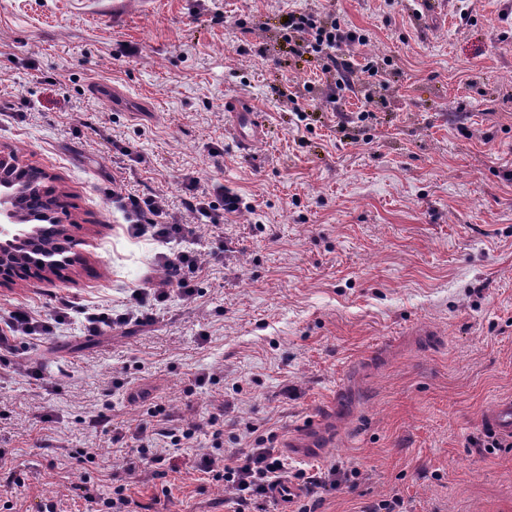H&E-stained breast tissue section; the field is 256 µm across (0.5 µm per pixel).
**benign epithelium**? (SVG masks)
Here are the masks:
<instances>
[{"instance_id":"obj_1","label":"benign epithelium","mask_w":512,"mask_h":512,"mask_svg":"<svg viewBox=\"0 0 512 512\" xmlns=\"http://www.w3.org/2000/svg\"><path fill=\"white\" fill-rule=\"evenodd\" d=\"M0 185L8 187V190L0 192V284L12 278V268L22 250L45 272L46 281L62 278L66 257L56 238L67 240L69 236L65 225L55 217L59 210L65 208V203L55 193L50 176L21 164L14 152L0 150ZM31 192L41 197L48 207V216L55 223L47 241L35 239L21 224L18 198Z\"/></svg>"}]
</instances>
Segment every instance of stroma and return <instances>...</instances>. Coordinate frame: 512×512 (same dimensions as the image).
<instances>
[{
	"instance_id": "1",
	"label": "stroma",
	"mask_w": 512,
	"mask_h": 512,
	"mask_svg": "<svg viewBox=\"0 0 512 512\" xmlns=\"http://www.w3.org/2000/svg\"><path fill=\"white\" fill-rule=\"evenodd\" d=\"M110 2L0 0V103L15 106L0 148L56 176L85 259L67 282L16 276L0 307L45 314L67 295L109 309L159 281L156 244L128 233L113 194L173 203L191 173L215 208L218 185L249 208L199 226L200 294L153 326L88 337L73 320L20 339L0 376L19 512L65 492L42 439L123 466L83 428L93 412L144 419L143 402L113 394L117 376L186 423L234 402L278 449L326 411L328 447L290 460L347 472L318 512H367L395 494L404 512H512V450L478 446L484 407L512 398V0H434L432 17L420 0H130L118 16ZM293 10L365 36L352 62L373 60L377 78L344 90L326 58L286 53ZM230 99L261 114L260 140L238 142ZM222 238L233 260L210 254ZM194 457L182 454L171 500L134 486L149 512H224Z\"/></svg>"
}]
</instances>
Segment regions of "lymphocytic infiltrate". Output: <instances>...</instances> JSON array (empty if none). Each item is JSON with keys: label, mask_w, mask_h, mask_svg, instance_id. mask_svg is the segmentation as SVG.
Masks as SVG:
<instances>
[{"label": "lymphocytic infiltrate", "mask_w": 512, "mask_h": 512, "mask_svg": "<svg viewBox=\"0 0 512 512\" xmlns=\"http://www.w3.org/2000/svg\"><path fill=\"white\" fill-rule=\"evenodd\" d=\"M283 36L288 51L301 58L311 54H326L334 58L343 46L355 44L356 36L342 32L339 26L321 27L315 24L312 14L289 12ZM122 206L133 215L130 232L134 237H150L161 244L180 243L178 252L157 253L156 263L165 271L160 285L133 289L121 308L102 311L96 307L80 305L70 300H60L53 312L38 316L25 305L0 310V370L11 365L10 354L17 350L19 337L47 336L54 334L59 325L74 318H82L89 335H98L102 326L146 327L154 324L156 311L171 298L195 299L198 281L207 272V266L197 249L187 247L186 242L194 234L192 220L210 217L211 204L207 191L201 190L197 178H189L182 187L179 206L191 221L180 224L171 221L167 201L160 196L141 198L127 194ZM232 408L222 402L213 406L197 423L181 424L164 405L148 407L146 418L136 428L112 425L102 414L89 415L87 429L109 434L115 446H126L135 441L122 470L112 468L111 458L101 456L91 448H66L62 454L72 468L93 466L110 484L112 494L101 497L97 486L81 484L73 486L76 498L87 502L101 501L106 512H139L140 502L132 498L129 489L138 483L151 484L163 496H170V474L179 466L172 453L180 448L195 447L198 433H206L211 439L209 451L197 454L194 468L203 482L224 486L228 495L224 499L225 512H266L268 503L281 500L293 504L294 512H317L318 492L336 490L341 484V472L337 467L327 470H294L278 450L269 446L267 436L257 434L254 425L245 424L242 447L224 445V417ZM303 489L301 500H292L289 485Z\"/></svg>", "instance_id": "1"}]
</instances>
